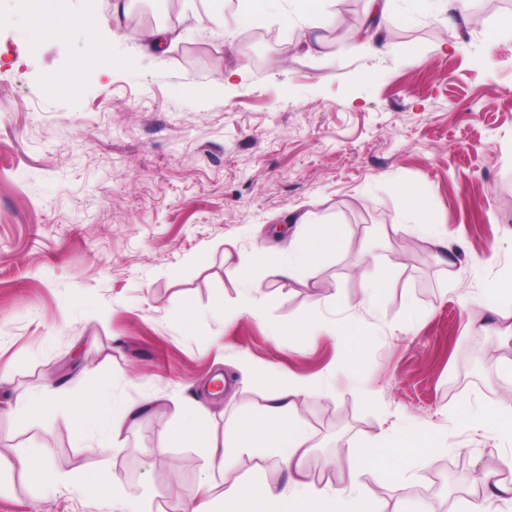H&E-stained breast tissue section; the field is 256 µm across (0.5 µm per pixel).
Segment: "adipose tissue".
<instances>
[{
    "mask_svg": "<svg viewBox=\"0 0 512 512\" xmlns=\"http://www.w3.org/2000/svg\"><path fill=\"white\" fill-rule=\"evenodd\" d=\"M205 2L208 17L231 33L248 24H263L270 13L285 18L293 10L315 12L319 0H246L245 6L230 12L225 10L224 0ZM299 221L307 226L305 235L290 240L279 254L255 250L243 257L242 273L237 277L238 311L261 320L266 309L275 303L274 295L263 292L257 281L249 277V270L261 269L273 277L295 280L320 258L341 248L344 241L342 225L323 222L309 214L300 216ZM78 377L87 383L80 395L66 396L64 391L50 384L38 395L15 392L12 406L26 413L61 410L75 438L82 440L94 433L110 449H121L126 422L142 415L150 407V399L114 400L103 376L95 368H82ZM327 390L328 385L323 381H301L283 376L278 380L277 390L264 404L238 410L223 437L213 434L205 409L190 407L183 410L166 442L170 445H201L218 469L243 455L253 459V476L231 482L220 495L222 503L232 505L233 512H385L383 503L361 491L356 483L370 449L383 447L388 450L387 457L381 461L384 472L391 481L402 479L403 474L392 459L397 449L388 446L383 434H374L364 445L349 444L340 453L334 463L341 475L340 485L315 482L304 466L311 434L298 417V403L325 394ZM272 458L288 473L283 485H270L261 477L265 462ZM17 465L34 484L48 487L78 484L83 490L102 497L115 500L123 497L121 484L106 471L60 473L49 465L42 448L19 456ZM476 482L482 488L480 497L463 505H450L446 512H491L494 501H512V480L482 471Z\"/></svg>",
    "mask_w": 512,
    "mask_h": 512,
    "instance_id": "adipose-tissue-1",
    "label": "adipose tissue"
}]
</instances>
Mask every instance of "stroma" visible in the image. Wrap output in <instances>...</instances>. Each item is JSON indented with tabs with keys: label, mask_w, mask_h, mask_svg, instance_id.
I'll return each mask as SVG.
<instances>
[{
	"label": "stroma",
	"mask_w": 512,
	"mask_h": 512,
	"mask_svg": "<svg viewBox=\"0 0 512 512\" xmlns=\"http://www.w3.org/2000/svg\"><path fill=\"white\" fill-rule=\"evenodd\" d=\"M478 24L413 13L392 0L384 33L366 29L369 0H327L340 20L324 56L293 47L296 15L225 35L204 0H62L84 23L63 39L29 30L27 0H0V372L16 387L72 389L100 367L119 399L154 408L113 452L74 439L61 413H20L0 400V454L50 451L59 472L104 469L147 512L199 502L210 467L195 444L165 446L178 408L200 400L223 434L268 384L244 381L213 397L215 375L245 363L301 380L329 377L301 401L311 433L305 466L335 481L337 449L418 425L421 449H399L403 481L370 457L361 488L389 512L470 497L476 471L512 479V303L488 292L512 271V9L476 0ZM179 32L166 53L139 31ZM85 66L68 95L51 78ZM236 70L228 84L224 71ZM412 188L408 199L403 188ZM344 225L339 252L297 281L255 278L277 301L259 322L211 318L238 296L230 269L258 248L275 253L294 217ZM453 242L440 255L415 226ZM378 307L361 300L364 271ZM419 310L405 322L402 307ZM200 320L187 331L180 314ZM313 319L334 328L301 342L268 323ZM362 324L370 342L344 361L337 330ZM485 413L481 428L467 422ZM69 486L48 488L0 467V512H124Z\"/></svg>",
	"instance_id": "1"
}]
</instances>
